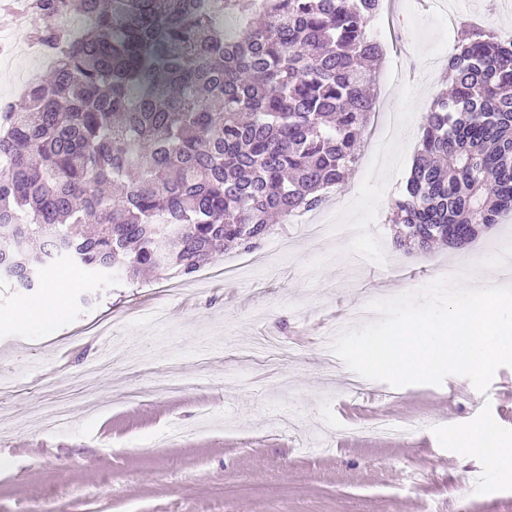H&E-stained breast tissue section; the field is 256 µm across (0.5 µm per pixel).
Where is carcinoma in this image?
I'll list each match as a JSON object with an SVG mask.
<instances>
[{
	"label": "carcinoma",
	"instance_id": "cac0c4a2",
	"mask_svg": "<svg viewBox=\"0 0 512 512\" xmlns=\"http://www.w3.org/2000/svg\"><path fill=\"white\" fill-rule=\"evenodd\" d=\"M53 66L0 110V285L64 262L183 276L320 207L361 154L380 0H31ZM426 113L397 244L512 211V43L469 32Z\"/></svg>",
	"mask_w": 512,
	"mask_h": 512
}]
</instances>
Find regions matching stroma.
Segmentation results:
<instances>
[{
  "label": "stroma",
  "mask_w": 512,
  "mask_h": 512,
  "mask_svg": "<svg viewBox=\"0 0 512 512\" xmlns=\"http://www.w3.org/2000/svg\"><path fill=\"white\" fill-rule=\"evenodd\" d=\"M457 17L441 28L434 0H396L374 90L377 102L352 175L314 211L329 223L271 225L246 261L252 275L210 279L168 271L105 281L69 268L58 321L0 323V512H512V478L470 493L487 470L462 439L473 427L512 443V367L487 394L461 376L442 385L368 382L353 412L341 402L351 371L325 338L336 311L413 292L441 266L473 265L512 243V219L468 247L395 245L390 207L403 191L418 139L381 142L386 116L421 126L448 59L470 23L512 32L507 0H441ZM0 89L37 64L28 31L0 10ZM65 406L67 426L45 431L34 410ZM404 435L378 438L379 419ZM171 441H163L165 433Z\"/></svg>",
  "instance_id": "obj_1"
}]
</instances>
